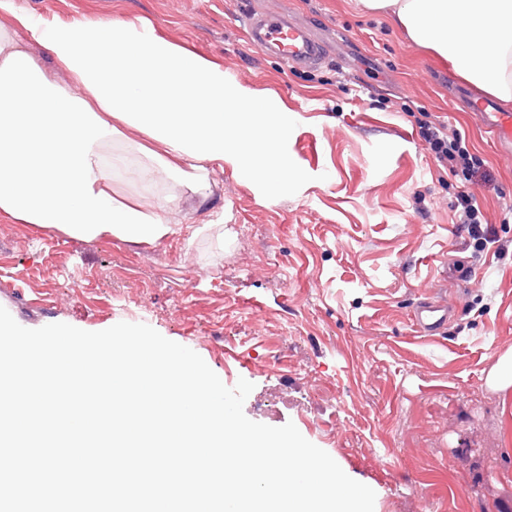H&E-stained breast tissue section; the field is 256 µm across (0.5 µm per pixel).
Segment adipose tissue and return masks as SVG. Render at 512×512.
<instances>
[{"mask_svg":"<svg viewBox=\"0 0 512 512\" xmlns=\"http://www.w3.org/2000/svg\"><path fill=\"white\" fill-rule=\"evenodd\" d=\"M387 11L463 81L512 104V0H359ZM0 215L43 230L156 244L182 193L207 196L225 165L288 187V115L228 87L218 63L124 19L47 18L0 0ZM49 51L46 70L32 47ZM64 72L60 86L55 71ZM144 142L123 143L124 129ZM134 183L132 201L119 196ZM181 193V194H182Z\"/></svg>","mask_w":512,"mask_h":512,"instance_id":"obj_1","label":"adipose tissue"}]
</instances>
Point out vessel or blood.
Returning <instances> with one entry per match:
<instances>
[{
    "mask_svg": "<svg viewBox=\"0 0 512 512\" xmlns=\"http://www.w3.org/2000/svg\"><path fill=\"white\" fill-rule=\"evenodd\" d=\"M252 43L263 51L277 53L285 62L314 65L323 57V46L301 24L282 12L254 13L246 18ZM477 122L490 133L498 149L512 148V113L498 111L492 101L479 99L473 107ZM451 317L446 299L431 298L419 303L411 315L415 335L440 334Z\"/></svg>",
    "mask_w": 512,
    "mask_h": 512,
    "instance_id": "obj_1",
    "label": "vessel or blood"
}]
</instances>
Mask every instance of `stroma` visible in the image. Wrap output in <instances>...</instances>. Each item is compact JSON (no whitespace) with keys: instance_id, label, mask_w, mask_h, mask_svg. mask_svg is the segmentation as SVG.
<instances>
[{"instance_id":"1","label":"stroma","mask_w":512,"mask_h":512,"mask_svg":"<svg viewBox=\"0 0 512 512\" xmlns=\"http://www.w3.org/2000/svg\"><path fill=\"white\" fill-rule=\"evenodd\" d=\"M50 17L148 22L218 62L228 86L288 114L298 179L262 194L232 170L170 219L195 240L73 238L0 216V306L22 326L144 323L198 353L252 421L294 423L376 494L374 512H512V389L487 377L512 350V155L456 94L461 80L387 13L356 0H20ZM281 11L324 46L314 67L259 50L244 12ZM465 132L481 174L447 175L423 123ZM496 244L469 238L459 191ZM507 251H498V244ZM426 295L457 315L414 335Z\"/></svg>"}]
</instances>
